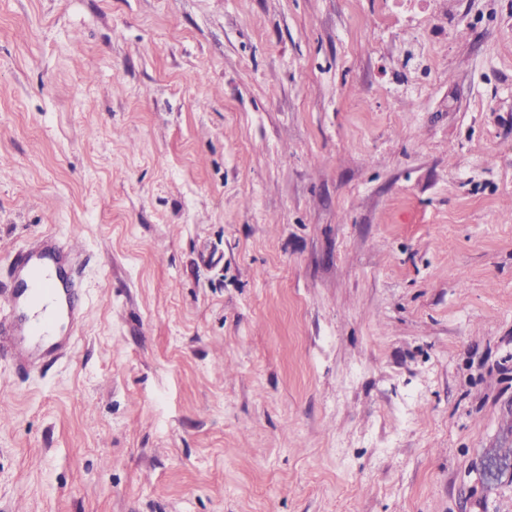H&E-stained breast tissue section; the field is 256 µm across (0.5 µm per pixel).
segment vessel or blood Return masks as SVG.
Here are the masks:
<instances>
[{"mask_svg":"<svg viewBox=\"0 0 512 512\" xmlns=\"http://www.w3.org/2000/svg\"><path fill=\"white\" fill-rule=\"evenodd\" d=\"M82 254L74 240L44 233L8 256L16 286L0 291V348L19 369L30 371L44 358L63 357L68 331L82 327L85 309L76 299Z\"/></svg>","mask_w":512,"mask_h":512,"instance_id":"1","label":"vessel or blood"}]
</instances>
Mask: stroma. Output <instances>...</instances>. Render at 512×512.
<instances>
[{"label":"stroma","mask_w":512,"mask_h":512,"mask_svg":"<svg viewBox=\"0 0 512 512\" xmlns=\"http://www.w3.org/2000/svg\"><path fill=\"white\" fill-rule=\"evenodd\" d=\"M0 512H512V0H0ZM83 250L73 239L44 233L27 241L7 258L16 287L0 291V348L10 352L23 371L36 369L44 358L69 351L72 333L84 323L85 309L76 300L78 261ZM49 301L40 306L39 301Z\"/></svg>","instance_id":"obj_1"}]
</instances>
